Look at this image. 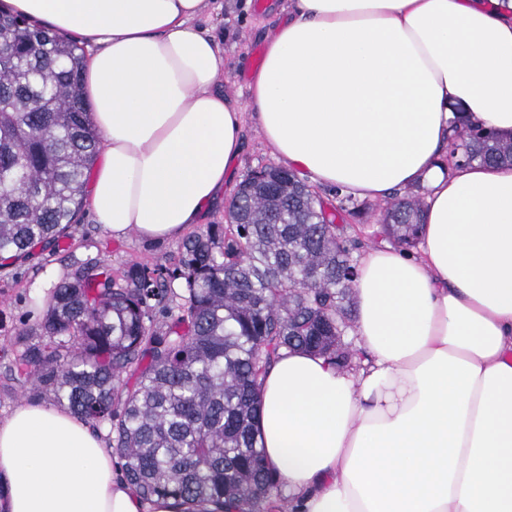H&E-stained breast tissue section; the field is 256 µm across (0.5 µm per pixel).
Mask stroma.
<instances>
[{
	"label": "stroma",
	"mask_w": 512,
	"mask_h": 512,
	"mask_svg": "<svg viewBox=\"0 0 512 512\" xmlns=\"http://www.w3.org/2000/svg\"><path fill=\"white\" fill-rule=\"evenodd\" d=\"M289 0H209L201 28L215 34L224 48V73L218 90L237 103H244L252 71L262 61V49L268 36L288 13ZM242 153L232 174L240 183L248 171L273 163L274 158L252 120H245ZM181 240L150 243L136 234L114 239L94 224L89 210H82L80 222L71 237L59 245L37 252L35 257L11 268L0 277V419L9 415L16 403L24 401L23 389L10 376L13 363L25 342L20 331L37 327L46 309L39 305L40 295L48 293L49 270L59 269L61 280H68L84 262H99L119 270L132 263L148 266L177 262Z\"/></svg>",
	"instance_id": "obj_1"
}]
</instances>
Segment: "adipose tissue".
Returning <instances> with one entry per match:
<instances>
[{
	"label": "adipose tissue",
	"mask_w": 512,
	"mask_h": 512,
	"mask_svg": "<svg viewBox=\"0 0 512 512\" xmlns=\"http://www.w3.org/2000/svg\"><path fill=\"white\" fill-rule=\"evenodd\" d=\"M88 41L103 141L87 206L121 239L180 238L222 195L252 116L272 154L383 201L425 191L418 252L357 266L361 367L286 351L263 379L264 461L296 512H512V166H447L456 121L512 135V0H293L236 105L205 0H6ZM0 512H199L145 502L69 410L0 420Z\"/></svg>",
	"instance_id": "1"
}]
</instances>
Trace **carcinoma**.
I'll list each match as a JSON object with an SVG mask.
<instances>
[{"instance_id": "obj_1", "label": "carcinoma", "mask_w": 512, "mask_h": 512, "mask_svg": "<svg viewBox=\"0 0 512 512\" xmlns=\"http://www.w3.org/2000/svg\"><path fill=\"white\" fill-rule=\"evenodd\" d=\"M0 269L70 237L102 148L72 38L0 10ZM512 164V136L455 127L448 162ZM417 187L381 208L382 233L420 240ZM362 208L276 165L249 172L225 224L188 237L178 262L118 275L79 265L49 295L39 336L10 371L32 398L110 426L124 479L170 497L261 512L273 481L257 428L262 378L288 350L351 367L352 290ZM162 307L163 320L153 312ZM134 380L121 385L122 377Z\"/></svg>"}]
</instances>
